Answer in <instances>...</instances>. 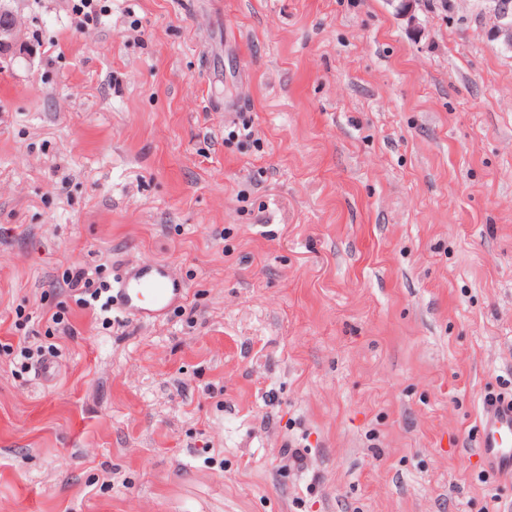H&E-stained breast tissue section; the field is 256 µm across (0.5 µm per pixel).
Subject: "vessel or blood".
<instances>
[{"mask_svg": "<svg viewBox=\"0 0 512 512\" xmlns=\"http://www.w3.org/2000/svg\"><path fill=\"white\" fill-rule=\"evenodd\" d=\"M186 297L185 283L163 260L125 270L112 288L113 306L139 320L161 319ZM476 448L492 469L512 478V403L484 407Z\"/></svg>", "mask_w": 512, "mask_h": 512, "instance_id": "obj_1", "label": "vessel or blood"}]
</instances>
